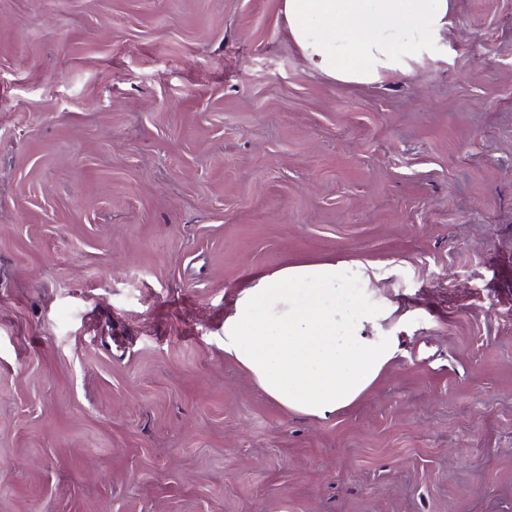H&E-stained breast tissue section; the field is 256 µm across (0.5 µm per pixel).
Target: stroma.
Listing matches in <instances>:
<instances>
[{"label": "stroma", "instance_id": "35a3bbf8", "mask_svg": "<svg viewBox=\"0 0 512 512\" xmlns=\"http://www.w3.org/2000/svg\"><path fill=\"white\" fill-rule=\"evenodd\" d=\"M325 260L405 321L315 419L224 317ZM0 512H512V0L367 85L281 0H0Z\"/></svg>", "mask_w": 512, "mask_h": 512}]
</instances>
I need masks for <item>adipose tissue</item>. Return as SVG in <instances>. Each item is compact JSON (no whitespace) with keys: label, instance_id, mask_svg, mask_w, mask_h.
Masks as SVG:
<instances>
[{"label":"adipose tissue","instance_id":"obj_1","mask_svg":"<svg viewBox=\"0 0 512 512\" xmlns=\"http://www.w3.org/2000/svg\"><path fill=\"white\" fill-rule=\"evenodd\" d=\"M452 0H282L288 31L320 73L371 84L409 73L448 29ZM363 264L292 265L252 277L224 319V351L283 408L323 419L356 403L399 352L391 308L349 288Z\"/></svg>","mask_w":512,"mask_h":512}]
</instances>
